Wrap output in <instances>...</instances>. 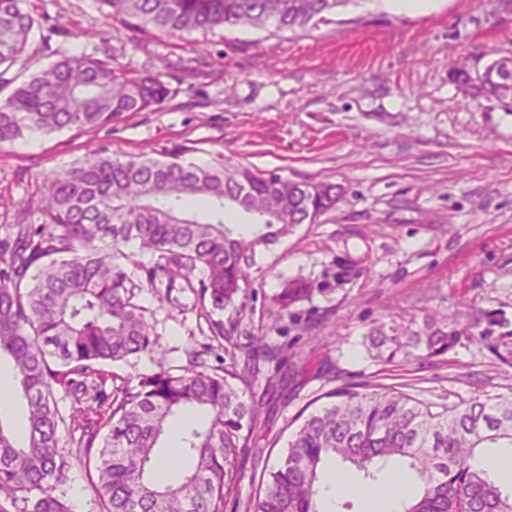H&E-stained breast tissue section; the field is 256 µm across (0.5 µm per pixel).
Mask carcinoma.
Segmentation results:
<instances>
[{
  "instance_id": "obj_1",
  "label": "carcinoma",
  "mask_w": 512,
  "mask_h": 512,
  "mask_svg": "<svg viewBox=\"0 0 512 512\" xmlns=\"http://www.w3.org/2000/svg\"><path fill=\"white\" fill-rule=\"evenodd\" d=\"M130 28L171 37L200 30L269 27L305 31L330 21L352 0H97ZM36 18L25 0H0V84H15L0 99V144L33 132L97 131L126 112L153 111L171 94L166 74L112 65L109 39L98 51H56L48 67L28 78L3 80L21 61ZM497 61L453 73L484 97L496 83ZM76 167L44 175L35 202L18 205L17 223L0 239V358H8L26 402L24 433L0 422V512H73L58 495L70 462L60 427L80 432L79 461L93 466L89 490L99 512H224V491L240 478L241 449L261 420L264 402L246 398L257 381L252 358L210 369L203 352L186 350L175 374L155 357L153 325L138 302L144 285L163 277L167 288H188L209 316L245 307L249 271L257 254L315 223L339 201L336 185L290 181L246 167L200 166L175 147L166 159L121 160L85 145ZM206 201L211 219L187 206ZM233 206L253 218L247 227L224 223ZM317 292L308 280H284L272 296L275 323L300 320L296 306ZM375 327L376 358L392 362L421 351L443 355L462 336L457 322L428 314L423 324ZM147 355L152 368L133 387L106 392L104 367ZM64 388L71 413L56 394ZM328 403L305 416L287 443L284 461L261 482L255 512H320L326 463L350 464L368 481L337 485V495L364 491L391 460L396 473L416 478L421 494L403 512H512L496 469L481 448L512 449V394L445 406L440 411L397 388L362 393L350 385L323 394ZM108 410L101 417L100 408ZM195 411L205 422L180 429V447L161 454L174 418ZM159 470L175 475L160 481Z\"/></svg>"
}]
</instances>
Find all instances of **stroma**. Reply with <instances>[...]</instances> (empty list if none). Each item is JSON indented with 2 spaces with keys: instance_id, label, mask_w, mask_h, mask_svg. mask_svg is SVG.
<instances>
[{
  "instance_id": "obj_1",
  "label": "stroma",
  "mask_w": 512,
  "mask_h": 512,
  "mask_svg": "<svg viewBox=\"0 0 512 512\" xmlns=\"http://www.w3.org/2000/svg\"><path fill=\"white\" fill-rule=\"evenodd\" d=\"M40 27L29 50L37 70L58 49L92 51L109 37L119 63L138 70L165 63L172 93L153 112H128L87 134L31 133L0 146V239L15 204L37 199L42 176L80 161L86 142L107 156L231 162L291 180L338 184L343 195L314 224L297 225L257 257L232 341L237 356L273 320L283 279L317 288L299 306L323 319L320 337L296 326L271 333L278 357L260 360L255 397L268 414L238 464L224 512H250L263 475L282 461L303 410L344 385L370 392L398 386L434 410L475 395L512 393V110L464 98L451 80L460 60L485 65L512 52V0H431L396 12L388 0H353L332 23L291 35L218 28L185 38L135 33L104 18L95 0H27ZM356 268L343 278L344 265ZM178 304L146 287L155 351L170 365L203 350L195 297ZM435 311L471 324L491 318L485 341L461 337L448 353L385 363L366 345L380 323ZM283 382L266 393V382Z\"/></svg>"
}]
</instances>
